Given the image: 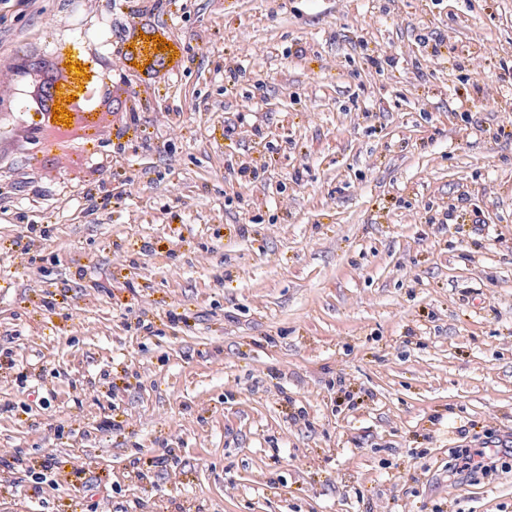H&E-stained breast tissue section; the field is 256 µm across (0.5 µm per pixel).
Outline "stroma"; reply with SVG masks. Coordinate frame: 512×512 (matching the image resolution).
<instances>
[{
  "mask_svg": "<svg viewBox=\"0 0 512 512\" xmlns=\"http://www.w3.org/2000/svg\"><path fill=\"white\" fill-rule=\"evenodd\" d=\"M136 10L17 2L0 69H99ZM152 24L173 75L123 61V138L0 164V448L26 463L0 512H512V456L451 474L512 440V0H177ZM36 122L0 104L4 142ZM86 180L112 205L87 212Z\"/></svg>",
  "mask_w": 512,
  "mask_h": 512,
  "instance_id": "stroma-1",
  "label": "stroma"
}]
</instances>
